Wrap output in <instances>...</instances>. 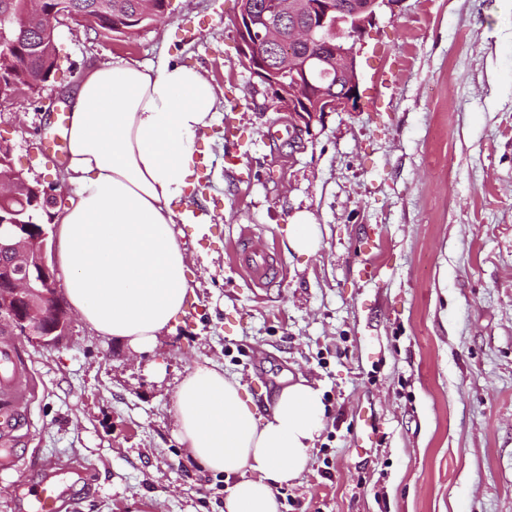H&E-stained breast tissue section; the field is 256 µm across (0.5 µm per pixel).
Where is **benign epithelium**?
Instances as JSON below:
<instances>
[{"label": "benign epithelium", "instance_id": "1", "mask_svg": "<svg viewBox=\"0 0 512 512\" xmlns=\"http://www.w3.org/2000/svg\"><path fill=\"white\" fill-rule=\"evenodd\" d=\"M392 0H279V10L292 20L288 37L281 29L255 26L256 10L243 8L233 19L242 66L265 88L278 112H286L297 136L312 132L314 121L329 112L360 109V72L356 47L343 41L361 40L380 10ZM311 14L302 24L300 13ZM75 23L88 30L108 33L124 30L112 18V0H99L78 13L47 6V0H26L24 12L0 13V57L17 52L19 31L33 30L44 38V57L54 55L58 27ZM51 74L24 89L0 83V101L18 102L40 94ZM32 194L54 205L52 187L30 183L10 166L0 169V197L12 199ZM48 233L14 215L0 216V318L43 345L65 335L71 324L69 309L59 294L55 266L47 257Z\"/></svg>", "mask_w": 512, "mask_h": 512}]
</instances>
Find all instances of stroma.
I'll use <instances>...</instances> for the list:
<instances>
[{
    "label": "stroma",
    "instance_id": "1",
    "mask_svg": "<svg viewBox=\"0 0 512 512\" xmlns=\"http://www.w3.org/2000/svg\"><path fill=\"white\" fill-rule=\"evenodd\" d=\"M238 10L167 0L130 39L59 27L55 79L0 103L15 169L68 198L43 147L89 66L186 65L219 101L186 203L210 223L180 227L193 290L172 331L140 352L77 315L51 346L0 336L36 385L21 443L0 448V512H33L50 459L73 512H224L223 475L192 460L173 412L208 362L262 414L288 381L323 392L281 512H512V6L393 0L364 37L360 110L296 140L240 63ZM299 211L319 228L310 255L288 246ZM246 228L282 263L269 287L231 258Z\"/></svg>",
    "mask_w": 512,
    "mask_h": 512
}]
</instances>
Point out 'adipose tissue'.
Returning a JSON list of instances; mask_svg holds the SVG:
<instances>
[{
	"label": "adipose tissue",
	"instance_id": "1",
	"mask_svg": "<svg viewBox=\"0 0 512 512\" xmlns=\"http://www.w3.org/2000/svg\"><path fill=\"white\" fill-rule=\"evenodd\" d=\"M213 86L192 67L119 60L89 67L69 103L67 172L77 190L54 222L57 268L72 307L101 336L155 345L182 313L188 258L174 227L202 176L198 137ZM177 435L223 474L224 512H280L278 493L307 467L327 418L320 388L283 387L267 414L238 382L199 366L175 391Z\"/></svg>",
	"mask_w": 512,
	"mask_h": 512
}]
</instances>
